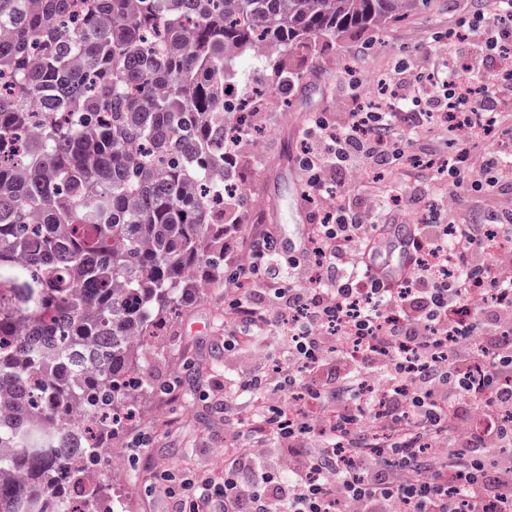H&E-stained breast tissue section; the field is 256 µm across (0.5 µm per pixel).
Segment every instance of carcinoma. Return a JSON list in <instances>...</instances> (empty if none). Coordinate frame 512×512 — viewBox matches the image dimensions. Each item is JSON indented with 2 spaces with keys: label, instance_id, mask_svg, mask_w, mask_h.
<instances>
[{
  "label": "carcinoma",
  "instance_id": "obj_1",
  "mask_svg": "<svg viewBox=\"0 0 512 512\" xmlns=\"http://www.w3.org/2000/svg\"><path fill=\"white\" fill-rule=\"evenodd\" d=\"M427 0H0V512H99L88 481L155 391L131 337L233 275L237 63L379 33Z\"/></svg>",
  "mask_w": 512,
  "mask_h": 512
}]
</instances>
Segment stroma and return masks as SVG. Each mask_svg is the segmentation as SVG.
Returning a JSON list of instances; mask_svg holds the SVG:
<instances>
[{
	"label": "stroma",
	"instance_id": "1",
	"mask_svg": "<svg viewBox=\"0 0 512 512\" xmlns=\"http://www.w3.org/2000/svg\"><path fill=\"white\" fill-rule=\"evenodd\" d=\"M485 6L486 0H429L426 8L380 33L370 48L366 35H346L322 53L317 65L301 62L305 77L288 93L271 85L261 63L249 67L231 91L240 95L263 88L255 105L260 131L256 139H245L236 154L247 202L239 232L225 242L227 266H236L264 233L277 238L287 233L292 200L302 182L299 156L310 117L351 111L356 105L349 85L353 79L362 81L366 100H374V78L391 73L401 60L428 64L440 37ZM394 187L403 200L395 216L399 224L414 209L411 194L427 198L435 192L429 175L404 176L394 170L377 181L368 176L345 185L353 195L382 194ZM229 290L228 284H219L206 299H188L183 316L167 329L164 358H155L149 349L143 352L144 369L159 392L140 399L138 421L117 439L125 463L106 472L123 512H168L170 503L155 484L161 471L178 480L202 474L218 478L224 472V370L264 372L279 347L278 337L269 335L225 356L224 299Z\"/></svg>",
	"mask_w": 512,
	"mask_h": 512
}]
</instances>
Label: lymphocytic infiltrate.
<instances>
[{
    "label": "lymphocytic infiltrate",
    "mask_w": 512,
    "mask_h": 512,
    "mask_svg": "<svg viewBox=\"0 0 512 512\" xmlns=\"http://www.w3.org/2000/svg\"><path fill=\"white\" fill-rule=\"evenodd\" d=\"M463 24L475 54L465 73L452 56L403 64L374 106L311 118L299 164L309 192L336 202L295 253L268 234L237 265L251 292L224 303L225 352L272 331L280 349L270 373L230 385L253 416L226 409L223 481L166 487L174 512H512V206L493 192L512 183V164L498 148L473 152L512 126V0ZM422 129L444 131L443 149L417 153ZM389 165L447 180L457 199L425 202L393 286L365 261L390 209L338 191L343 169ZM474 197L480 224L465 206Z\"/></svg>",
    "instance_id": "obj_1"
}]
</instances>
